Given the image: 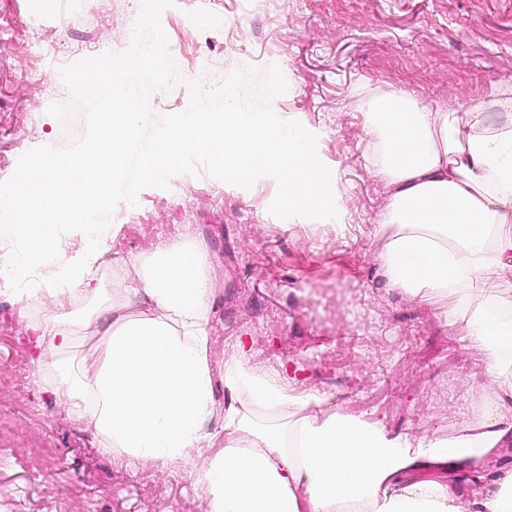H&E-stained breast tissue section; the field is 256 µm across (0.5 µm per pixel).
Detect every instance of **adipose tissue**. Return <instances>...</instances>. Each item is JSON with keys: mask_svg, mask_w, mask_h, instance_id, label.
Segmentation results:
<instances>
[{"mask_svg": "<svg viewBox=\"0 0 512 512\" xmlns=\"http://www.w3.org/2000/svg\"><path fill=\"white\" fill-rule=\"evenodd\" d=\"M140 69L104 60L78 70L75 82L96 108L92 135L0 185V237L14 249L17 294L40 309L29 329L42 388L117 460L146 468L196 461L193 481L206 512H512V468L467 498L435 481L393 483L419 462L484 470L512 441L504 404L512 397V86L491 94L492 115L480 105L465 112L424 106L402 89L372 90L360 100L375 171L388 188L376 260L388 283L413 300L463 299L456 317L490 380L478 424L414 441L324 410L317 395L291 394L242 349L224 361L227 399L217 405L212 269L206 244L193 234L98 277L108 227L87 223L88 192L66 186L77 173L122 175L132 155L138 181L201 153L232 178L274 175L289 212L323 218L339 210L334 170L242 102L181 114L160 137L144 140L129 90ZM68 227L82 233L83 245L65 259L57 240ZM139 292L147 308L133 304ZM90 337V357L76 361L75 349ZM219 410L222 432H207Z\"/></svg>", "mask_w": 512, "mask_h": 512, "instance_id": "ef3b65f1", "label": "adipose tissue"}]
</instances>
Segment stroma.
Instances as JSON below:
<instances>
[{
	"mask_svg": "<svg viewBox=\"0 0 512 512\" xmlns=\"http://www.w3.org/2000/svg\"><path fill=\"white\" fill-rule=\"evenodd\" d=\"M141 0H0V182L41 145L81 137L48 113L70 93L59 69L129 48ZM185 82L153 92V117L185 110L186 81L215 88L234 70L278 65L288 89L270 106L317 137L336 172L342 221L286 211L278 181L224 176L192 155L163 175L114 188L104 267L192 227L215 274L210 327L216 395L224 360L246 337L253 365L331 410L415 438L455 434L480 415L481 358L454 313L409 300L375 261L387 190L355 101L363 88L405 89L424 105H476L512 84V0H176L160 16ZM140 203L125 213L128 197ZM24 304L0 281V512H205L192 464L143 472L104 453L57 397L37 387L41 363ZM492 470L444 465L402 474L460 493Z\"/></svg>",
	"mask_w": 512,
	"mask_h": 512,
	"instance_id": "obj_1",
	"label": "stroma"
}]
</instances>
